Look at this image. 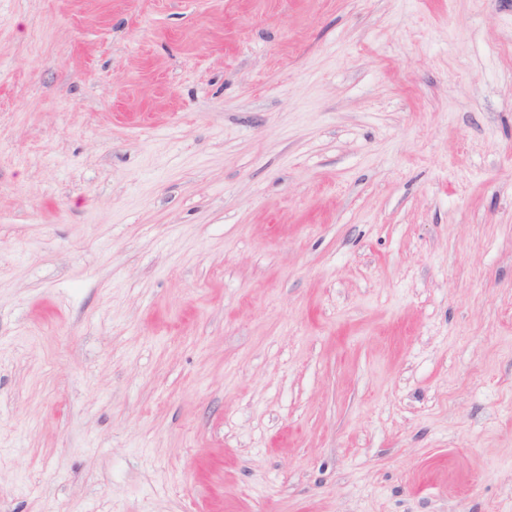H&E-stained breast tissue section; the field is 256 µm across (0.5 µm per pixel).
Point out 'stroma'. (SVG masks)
Returning a JSON list of instances; mask_svg holds the SVG:
<instances>
[{
    "label": "stroma",
    "instance_id": "obj_1",
    "mask_svg": "<svg viewBox=\"0 0 512 512\" xmlns=\"http://www.w3.org/2000/svg\"><path fill=\"white\" fill-rule=\"evenodd\" d=\"M0 512H512V0H0Z\"/></svg>",
    "mask_w": 512,
    "mask_h": 512
}]
</instances>
